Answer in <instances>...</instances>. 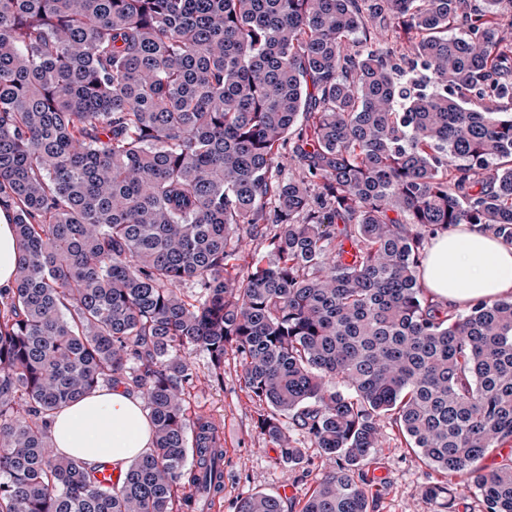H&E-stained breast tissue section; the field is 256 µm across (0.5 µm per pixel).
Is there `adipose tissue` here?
Wrapping results in <instances>:
<instances>
[{
    "mask_svg": "<svg viewBox=\"0 0 512 512\" xmlns=\"http://www.w3.org/2000/svg\"><path fill=\"white\" fill-rule=\"evenodd\" d=\"M428 288L451 303L512 295V245L478 228L444 235L423 268ZM60 453L90 462L106 460L125 472L152 446L150 421L139 399L98 391L61 411L52 431Z\"/></svg>",
    "mask_w": 512,
    "mask_h": 512,
    "instance_id": "adipose-tissue-1",
    "label": "adipose tissue"
}]
</instances>
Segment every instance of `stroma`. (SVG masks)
<instances>
[{"mask_svg": "<svg viewBox=\"0 0 512 512\" xmlns=\"http://www.w3.org/2000/svg\"><path fill=\"white\" fill-rule=\"evenodd\" d=\"M186 358L194 379L186 391L188 413L216 422L224 438V495L219 512H234L239 498L262 492L279 494L283 485L294 493L282 500L284 512H301L304 501L328 469L329 463L311 438L298 427L287 425L293 443L305 450L304 463L286 467L278 462V450L265 440L256 425L258 404L240 382L241 367L235 359L224 362L223 382H214L206 353L192 351ZM379 478H372V471ZM365 488L373 512H480V496L461 487L459 479L429 466L407 447L391 425H384L376 448L366 465L354 474ZM449 483V504L431 499L427 491Z\"/></svg>", "mask_w": 512, "mask_h": 512, "instance_id": "obj_1", "label": "stroma"}]
</instances>
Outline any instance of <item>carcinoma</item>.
<instances>
[{
	"label": "carcinoma",
	"instance_id": "1",
	"mask_svg": "<svg viewBox=\"0 0 512 512\" xmlns=\"http://www.w3.org/2000/svg\"><path fill=\"white\" fill-rule=\"evenodd\" d=\"M503 100L512 0H0V512H201L224 448L188 414L194 349L221 385L239 360L280 463L305 456L285 417L329 461L302 512H371L384 421L512 512V300L458 315L420 280L425 228L512 243ZM271 225L272 259L230 273ZM119 387L152 448L105 487L51 429ZM12 223V214L0 209V287L11 286L18 260V245Z\"/></svg>",
	"mask_w": 512,
	"mask_h": 512
}]
</instances>
